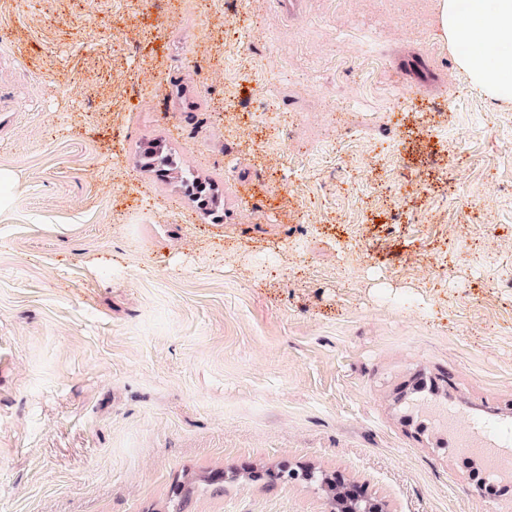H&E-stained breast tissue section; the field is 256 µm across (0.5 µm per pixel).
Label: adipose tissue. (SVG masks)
<instances>
[{
  "label": "adipose tissue",
  "mask_w": 512,
  "mask_h": 512,
  "mask_svg": "<svg viewBox=\"0 0 512 512\" xmlns=\"http://www.w3.org/2000/svg\"><path fill=\"white\" fill-rule=\"evenodd\" d=\"M437 24L472 87L512 103V0H439Z\"/></svg>",
  "instance_id": "adipose-tissue-1"
}]
</instances>
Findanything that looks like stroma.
Instances as JSON below:
<instances>
[{
	"label": "stroma",
	"instance_id": "stroma-1",
	"mask_svg": "<svg viewBox=\"0 0 512 512\" xmlns=\"http://www.w3.org/2000/svg\"><path fill=\"white\" fill-rule=\"evenodd\" d=\"M434 5L0 0V512H512L413 409H512V105ZM297 478L295 480L305 481L309 483L315 484L325 495L326 500V510L325 512H354L349 510L352 507L353 502L346 498L342 491L336 486V479L332 476L322 472V471H314V470H305V471H296ZM336 499L338 500V504L341 507H338Z\"/></svg>",
	"mask_w": 512,
	"mask_h": 512
}]
</instances>
